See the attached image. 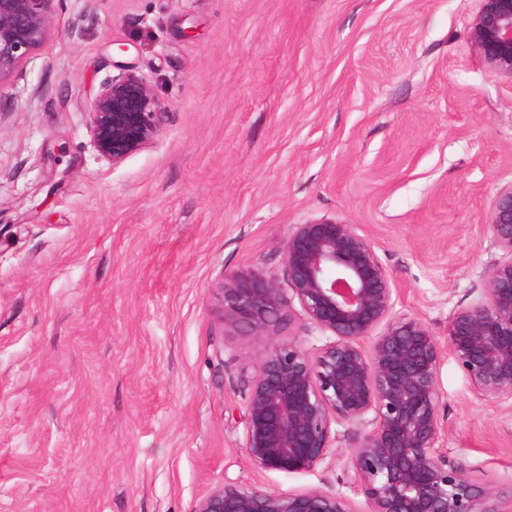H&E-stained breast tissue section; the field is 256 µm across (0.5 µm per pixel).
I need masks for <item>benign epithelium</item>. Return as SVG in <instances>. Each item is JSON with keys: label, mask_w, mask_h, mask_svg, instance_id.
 I'll return each instance as SVG.
<instances>
[{"label": "benign epithelium", "mask_w": 512, "mask_h": 512, "mask_svg": "<svg viewBox=\"0 0 512 512\" xmlns=\"http://www.w3.org/2000/svg\"><path fill=\"white\" fill-rule=\"evenodd\" d=\"M50 0H0V84L50 34ZM472 48L512 82V0H478ZM166 115L147 80L124 69L89 102L88 131L118 165L157 142ZM487 228L512 254V183L494 196ZM285 282L254 268L221 275L214 291L224 325L273 331L285 291L303 320L332 337L316 352L294 336L271 343L249 384L245 453L262 470L301 473L325 458L336 426L363 428L346 469L368 512H512V487L481 486L450 460L440 415L442 346L424 322L395 312L398 288L370 238L320 218L291 224L281 241ZM448 352L475 395L512 405V259L492 265L484 288L448 322ZM194 512H359L324 490L271 493L227 481Z\"/></svg>", "instance_id": "1"}]
</instances>
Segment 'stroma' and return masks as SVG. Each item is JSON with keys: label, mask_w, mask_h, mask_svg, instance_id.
<instances>
[{"label": "stroma", "mask_w": 512, "mask_h": 512, "mask_svg": "<svg viewBox=\"0 0 512 512\" xmlns=\"http://www.w3.org/2000/svg\"><path fill=\"white\" fill-rule=\"evenodd\" d=\"M48 38L0 83V512H194L224 481L367 502L345 469L251 464L246 398L273 338L225 326L223 272L282 276L288 227L354 224L396 312L440 342L489 266L512 182V82L474 52L477 0H51ZM193 28L192 37L180 32ZM131 67L164 102L159 142L119 165L89 98ZM448 458L512 484V408L439 369ZM486 226L499 245L512 254V182L494 196Z\"/></svg>", "instance_id": "obj_1"}]
</instances>
